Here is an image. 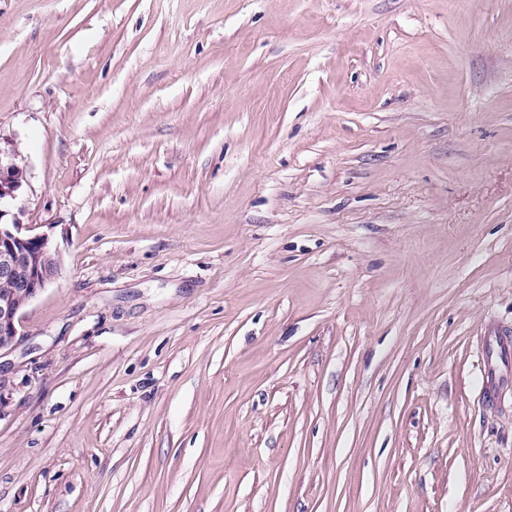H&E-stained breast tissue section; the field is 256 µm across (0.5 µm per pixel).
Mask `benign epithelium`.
<instances>
[{
    "mask_svg": "<svg viewBox=\"0 0 512 512\" xmlns=\"http://www.w3.org/2000/svg\"><path fill=\"white\" fill-rule=\"evenodd\" d=\"M19 151L0 149V353L17 342V324L24 308L56 278L59 249L47 234H32L26 225L3 221L17 199L25 170Z\"/></svg>",
    "mask_w": 512,
    "mask_h": 512,
    "instance_id": "obj_1",
    "label": "benign epithelium"
}]
</instances>
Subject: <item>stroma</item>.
I'll return each instance as SVG.
<instances>
[{"label": "stroma", "instance_id": "obj_1", "mask_svg": "<svg viewBox=\"0 0 512 512\" xmlns=\"http://www.w3.org/2000/svg\"><path fill=\"white\" fill-rule=\"evenodd\" d=\"M14 147L0 512H512V0H0ZM19 156L15 148H0V358L17 342L22 310L53 282L59 269V249L49 235L29 234L30 227L16 219L2 222L25 178Z\"/></svg>", "mask_w": 512, "mask_h": 512}]
</instances>
